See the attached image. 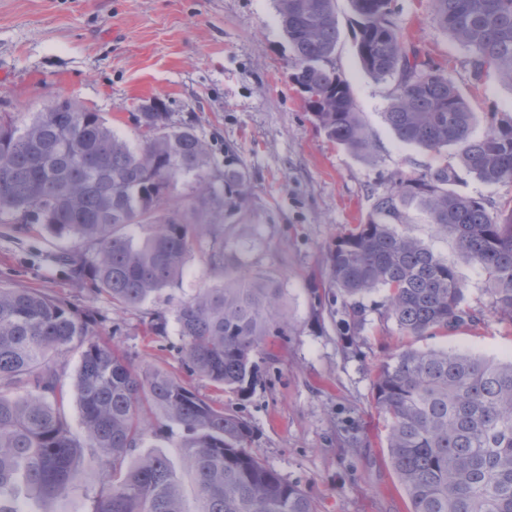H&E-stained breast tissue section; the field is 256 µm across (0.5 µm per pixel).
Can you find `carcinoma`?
I'll return each instance as SVG.
<instances>
[{
	"mask_svg": "<svg viewBox=\"0 0 512 512\" xmlns=\"http://www.w3.org/2000/svg\"><path fill=\"white\" fill-rule=\"evenodd\" d=\"M275 2L306 110L332 142L374 156L349 86L330 67L340 39L335 0ZM350 2L362 66L392 82L385 118L395 136L431 152L453 146L460 167L401 176L376 195L366 219L330 247V287L355 316L365 298L382 293L400 332L446 335L480 321L463 306L465 262L487 285L491 313L512 324V206L493 213L483 199L454 190L462 170L488 186L512 183V116H488L485 134L473 137L462 93L405 43L394 0ZM429 7L470 52L475 80L512 85V0H429ZM166 119L163 103L146 106L138 149L70 97H55L22 128L0 122V218L72 241L56 255L64 275L124 308L172 285L193 250L207 254L215 284L178 305V351L190 375L244 395L258 380L253 356L288 326L280 289L224 253V185L240 186L243 176L227 165L222 182L208 178L207 144L190 126L169 129ZM188 174L197 194L173 200L171 183ZM412 206L453 238L454 256L410 233ZM73 348L81 349L78 435L59 384ZM374 390L411 512H512V356L409 346L379 365ZM157 419L178 429L180 469L160 453L133 457ZM252 442L247 422L166 370L139 371L67 302L0 286V512H18L22 494L49 500L79 487L89 468L106 471L89 512H319Z\"/></svg>",
	"mask_w": 512,
	"mask_h": 512,
	"instance_id": "cac0c4a2",
	"label": "carcinoma"
}]
</instances>
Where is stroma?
Returning <instances> with one entry per match:
<instances>
[{
  "label": "stroma",
  "mask_w": 512,
  "mask_h": 512,
  "mask_svg": "<svg viewBox=\"0 0 512 512\" xmlns=\"http://www.w3.org/2000/svg\"><path fill=\"white\" fill-rule=\"evenodd\" d=\"M405 42L440 66L475 115L512 113V87L475 83L466 49L434 22L428 0H396ZM340 40L332 64L348 83L376 145L366 157L331 142L290 79V51L275 0H0V117L21 126L48 100L65 95L99 112L131 147L142 144V105L162 99L170 127L193 126L208 145L215 173L244 174L242 196L225 204L224 250L281 290L284 335L270 337L255 360L258 381L247 395L190 378L200 394L254 431V448L320 512H410L392 467L383 415L374 404L378 364L408 345L448 346L503 358L512 355V325L490 312L485 284L465 264L467 304L477 325L448 334H402L380 305L364 301L360 323L328 298L326 256L337 235L361 223L376 194L396 176L456 164L454 148L426 152L401 142L385 113L391 85L361 65L349 0H336ZM60 240L43 227L11 231L0 223V285L37 288L89 316L98 335L141 371L184 376L172 319L180 301L213 286L206 257L191 253L177 284L141 307L126 309L89 295L52 263ZM171 322L167 339L147 333L155 312ZM96 474L49 507L22 512H87Z\"/></svg>",
  "instance_id": "35a3bbf8"
}]
</instances>
